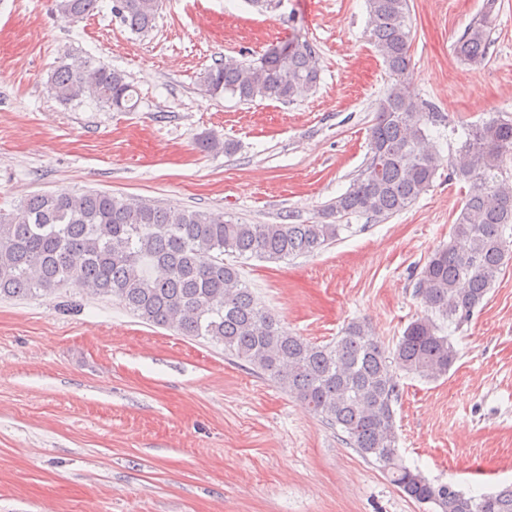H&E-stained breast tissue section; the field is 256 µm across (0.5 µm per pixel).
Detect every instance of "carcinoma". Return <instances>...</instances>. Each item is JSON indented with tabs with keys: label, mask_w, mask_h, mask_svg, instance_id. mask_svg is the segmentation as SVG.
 <instances>
[{
	"label": "carcinoma",
	"mask_w": 512,
	"mask_h": 512,
	"mask_svg": "<svg viewBox=\"0 0 512 512\" xmlns=\"http://www.w3.org/2000/svg\"><path fill=\"white\" fill-rule=\"evenodd\" d=\"M52 10L79 23L99 0H51ZM119 19L132 32L155 27L161 0H119ZM495 0L454 46L455 56L486 60ZM366 30L392 79L370 129L369 158L348 190L328 204L331 215L386 219L407 210L438 171L468 185L448 245L435 250L417 275L414 295L425 315L410 322L395 345L382 347L364 321H351L325 345L288 332L256 299L231 259L281 261L309 256L334 243L343 224H240L224 214L136 201L111 192L37 193L0 209V299L25 298L76 283L112 296L143 322L224 346L233 356L296 395L368 461L381 464L406 497L440 512H512V485L472 496L434 483L398 455L393 405L396 371L437 379L458 359L448 325L465 322L482 304L512 256V120L491 113L464 128L444 158L426 144L438 113L425 111L412 89L409 0H366ZM319 61L306 40L286 54L269 50L256 60H224L201 85L213 97L242 102L294 101L317 87ZM63 104L91 98L104 107L135 109V90L123 72L91 57L66 54L49 75Z\"/></svg>",
	"instance_id": "1"
}]
</instances>
